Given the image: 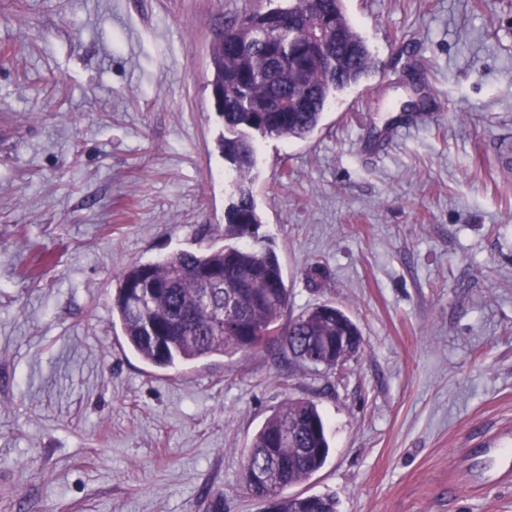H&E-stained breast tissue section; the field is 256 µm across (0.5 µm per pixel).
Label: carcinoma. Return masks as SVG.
I'll return each instance as SVG.
<instances>
[{
	"instance_id": "obj_1",
	"label": "carcinoma",
	"mask_w": 512,
	"mask_h": 512,
	"mask_svg": "<svg viewBox=\"0 0 512 512\" xmlns=\"http://www.w3.org/2000/svg\"><path fill=\"white\" fill-rule=\"evenodd\" d=\"M287 5L244 13L225 25L210 51L214 102L224 122L219 146L234 175L224 211V246L179 250L129 265L118 280L112 311L128 347L145 363L178 369L201 359L279 347L305 363L317 352L332 369L351 355L340 342L358 336L354 321L332 305L315 307L284 327L288 307L282 266L274 249L256 238L262 224L253 195L257 143L263 137L305 140L332 102L376 69L366 41L344 0H286ZM328 16L324 49L306 60L308 95L283 112L271 99L292 96L293 65L306 53L311 26ZM330 444L317 406L290 400L253 438L242 483L267 504L264 512H337L332 495H290L288 489L316 473Z\"/></svg>"
}]
</instances>
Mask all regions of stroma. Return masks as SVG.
Listing matches in <instances>:
<instances>
[{"instance_id": "35a3bbf8", "label": "stroma", "mask_w": 512, "mask_h": 512, "mask_svg": "<svg viewBox=\"0 0 512 512\" xmlns=\"http://www.w3.org/2000/svg\"><path fill=\"white\" fill-rule=\"evenodd\" d=\"M269 7L0 0V512H261L241 473L291 399L317 405L331 444L293 493L512 512V486H448L512 422V0H345L376 71L309 138L259 142L283 318L335 305L358 353L160 370L125 343V268L224 244L208 50ZM416 86L430 108L392 133Z\"/></svg>"}]
</instances>
